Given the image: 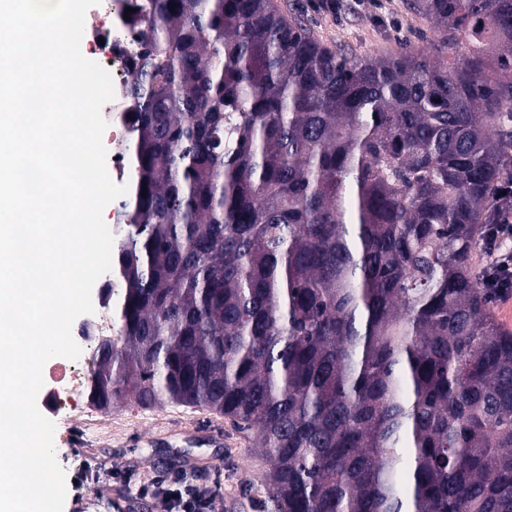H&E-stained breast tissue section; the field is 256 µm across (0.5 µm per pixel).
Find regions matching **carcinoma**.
<instances>
[{
	"instance_id": "carcinoma-1",
	"label": "carcinoma",
	"mask_w": 512,
	"mask_h": 512,
	"mask_svg": "<svg viewBox=\"0 0 512 512\" xmlns=\"http://www.w3.org/2000/svg\"><path fill=\"white\" fill-rule=\"evenodd\" d=\"M131 159L87 400L256 431L258 512H512V332L474 271L512 178V0H409L356 61L274 0H124Z\"/></svg>"
}]
</instances>
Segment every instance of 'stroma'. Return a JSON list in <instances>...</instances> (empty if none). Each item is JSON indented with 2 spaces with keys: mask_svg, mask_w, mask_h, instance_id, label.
<instances>
[{
  "mask_svg": "<svg viewBox=\"0 0 512 512\" xmlns=\"http://www.w3.org/2000/svg\"><path fill=\"white\" fill-rule=\"evenodd\" d=\"M323 2L275 0L282 14L301 18L314 38L350 58L377 59L403 49L437 57L436 30L407 0H343L336 12ZM51 420L67 479L64 512H162L154 496L136 495V486L183 471L212 495L213 512H256L249 486L268 464L253 435L222 414L122 402L104 411L90 406L81 391Z\"/></svg>",
  "mask_w": 512,
  "mask_h": 512,
  "instance_id": "stroma-1",
  "label": "stroma"
}]
</instances>
